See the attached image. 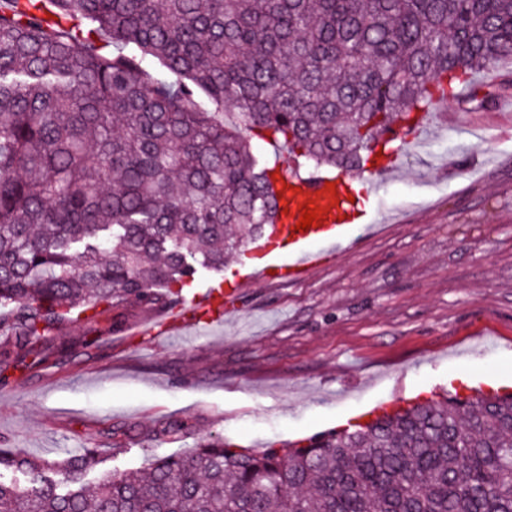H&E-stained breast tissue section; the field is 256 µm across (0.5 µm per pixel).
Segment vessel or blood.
<instances>
[{"label":"vessel or blood","mask_w":512,"mask_h":512,"mask_svg":"<svg viewBox=\"0 0 512 512\" xmlns=\"http://www.w3.org/2000/svg\"><path fill=\"white\" fill-rule=\"evenodd\" d=\"M326 176L313 178L287 177L278 184L279 203L285 213L277 226L278 234L288 240L292 259L285 266L275 269L276 278L289 282L305 279L315 267L335 254L337 244L347 234L346 217L353 210L350 187L343 179H336L334 191H327ZM314 202L322 210L323 220L310 230L297 231L301 209L307 202ZM194 307L204 314L207 322L223 320L221 297L213 291L198 295Z\"/></svg>","instance_id":"1"}]
</instances>
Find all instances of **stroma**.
<instances>
[{"instance_id": "stroma-1", "label": "stroma", "mask_w": 512, "mask_h": 512, "mask_svg": "<svg viewBox=\"0 0 512 512\" xmlns=\"http://www.w3.org/2000/svg\"><path fill=\"white\" fill-rule=\"evenodd\" d=\"M430 112L422 144H396L398 174L355 179L363 222L307 279L251 278L234 257L185 291L239 282L221 322L99 348L68 324L41 366L9 368L0 448L51 458L186 418L193 436L163 451L210 435L261 449L416 401L512 393V59Z\"/></svg>"}]
</instances>
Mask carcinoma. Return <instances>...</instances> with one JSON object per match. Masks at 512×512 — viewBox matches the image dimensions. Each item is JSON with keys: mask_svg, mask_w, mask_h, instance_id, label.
<instances>
[{"mask_svg": "<svg viewBox=\"0 0 512 512\" xmlns=\"http://www.w3.org/2000/svg\"><path fill=\"white\" fill-rule=\"evenodd\" d=\"M505 57L512 0H0V365L181 306L278 222L277 177L370 170ZM115 457L0 448V512H512V396L262 450L217 436L145 475Z\"/></svg>", "mask_w": 512, "mask_h": 512, "instance_id": "obj_1", "label": "carcinoma"}]
</instances>
